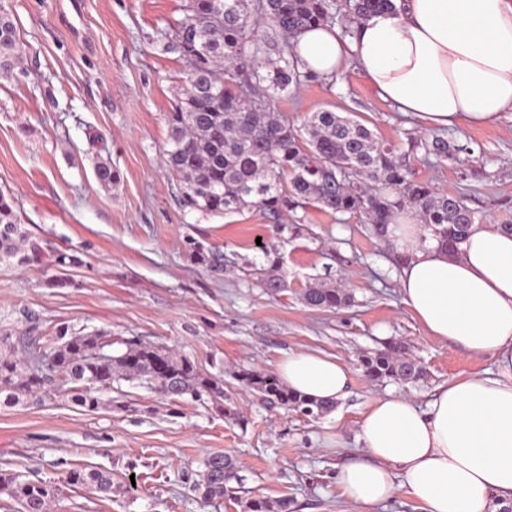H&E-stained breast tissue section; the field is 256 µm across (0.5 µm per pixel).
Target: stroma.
<instances>
[{"instance_id":"1","label":"stroma","mask_w":512,"mask_h":512,"mask_svg":"<svg viewBox=\"0 0 512 512\" xmlns=\"http://www.w3.org/2000/svg\"><path fill=\"white\" fill-rule=\"evenodd\" d=\"M82 35H73L70 0H0L16 29L14 64L0 78V191L9 194L42 261L0 266V336L50 338L69 326L104 332L113 352L124 341L176 349L221 379L226 410L175 404L139 381L113 384L87 412L54 394L0 407V470L50 482V512H244L251 499H288L292 512H350L336 472L356 454L361 413L374 398L400 394L424 407L461 374L494 375L495 360L429 337L401 301L394 241L374 237L365 217L301 210L299 235L276 232L257 206L204 215L183 207L164 163L166 115L180 97L185 66L162 38L190 0H80ZM271 109L301 123L332 110L367 124L411 151L421 125L396 112L350 65L316 79ZM469 140V176L449 159L416 165V176L460 197L485 223L512 222V112L498 124L445 131ZM109 161L120 181L94 174ZM224 253L223 277L194 266L187 242ZM62 250L79 265H52ZM279 253L288 287L273 294L254 270ZM349 283L353 306L318 311L302 292ZM399 338L423 376L410 383L369 380L363 356ZM318 350L346 364L350 380L334 411L313 419L270 406L239 382L245 369L275 372L291 352ZM243 418L232 416V409ZM233 455L241 484L204 502L194 483L203 460ZM111 472L105 495L67 482L74 468Z\"/></svg>"}]
</instances>
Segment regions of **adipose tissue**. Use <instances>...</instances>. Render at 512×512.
Here are the masks:
<instances>
[{
  "label": "adipose tissue",
  "instance_id": "1",
  "mask_svg": "<svg viewBox=\"0 0 512 512\" xmlns=\"http://www.w3.org/2000/svg\"><path fill=\"white\" fill-rule=\"evenodd\" d=\"M343 34L335 25L292 40L300 67L321 78L355 64L399 112L432 127L484 126L512 112V0H394ZM393 237L410 262L403 304L434 340L495 359L498 373L453 377L426 408L405 396L373 399L363 448L336 473L357 512L405 496L418 512H502L512 505V233L474 225L459 255L437 249L416 214ZM289 388L315 399L344 395L349 370L316 351L277 366Z\"/></svg>",
  "mask_w": 512,
  "mask_h": 512
}]
</instances>
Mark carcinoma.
<instances>
[{
	"instance_id": "1",
	"label": "carcinoma",
	"mask_w": 512,
	"mask_h": 512,
	"mask_svg": "<svg viewBox=\"0 0 512 512\" xmlns=\"http://www.w3.org/2000/svg\"><path fill=\"white\" fill-rule=\"evenodd\" d=\"M394 8L392 0H345L344 18L356 24L378 11ZM336 23V0H191L188 14L168 35L163 50L186 64L185 87L168 113L167 170L180 179L182 203L205 214L222 215L247 206L262 207L277 221V231L295 236L299 224L281 219L297 209L314 206L333 213L363 215L371 233L386 240L397 213L413 209L438 247L455 255L471 227L482 216L461 199L440 193L419 180L394 144L380 140L365 124L331 110L311 113L299 126L270 111L278 93L296 90L313 75L299 70L290 52V39L314 25ZM16 31L0 16V69L11 68ZM277 56L279 65L262 73L263 62ZM411 146L422 162L451 159L468 165L474 150L469 143L442 136L419 138ZM97 181L109 187L120 173L106 161L96 165ZM21 230L11 197L0 192V264L41 260V247L29 243ZM191 263L218 277L224 275V252L192 241ZM282 258L266 255L255 270L264 288L277 293L287 287ZM304 303L314 309L337 310L355 302L347 287L311 285ZM17 350L10 337L0 336V395L13 406L37 394L52 392L87 412L100 406L98 392L112 382L137 379L158 393L181 401L224 400L220 379L200 369L184 355L135 338L123 341L126 350L112 354V339L80 335L61 325L45 343L27 338ZM372 381L412 382L423 368L409 345L391 340L362 358ZM242 384L262 400L305 416H322L336 407L330 400L310 399L288 388L278 376L244 370ZM195 487L206 500L224 498L227 485L241 480L237 461L213 454L203 462ZM67 482L99 493L112 492V477L98 469H73ZM21 512H48L52 487L19 473L0 471V498Z\"/></svg>"
}]
</instances>
